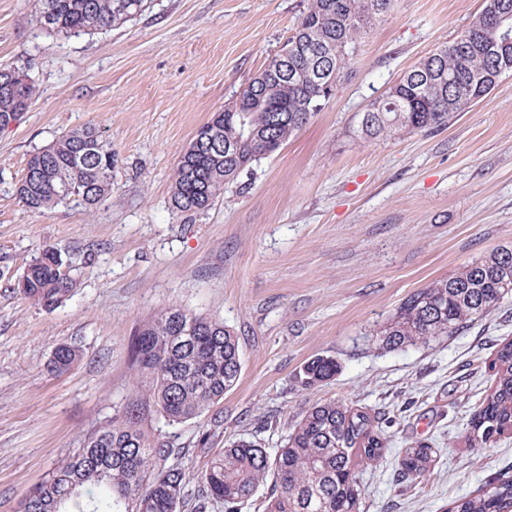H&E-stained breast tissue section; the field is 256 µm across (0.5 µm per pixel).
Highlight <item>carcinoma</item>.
Masks as SVG:
<instances>
[{
    "label": "carcinoma",
    "instance_id": "cac0c4a2",
    "mask_svg": "<svg viewBox=\"0 0 512 512\" xmlns=\"http://www.w3.org/2000/svg\"><path fill=\"white\" fill-rule=\"evenodd\" d=\"M120 0H32L36 23L50 35L78 37L119 28L150 8L117 10ZM391 0H310L288 38V62L275 54L238 96L237 111L216 112L180 155L170 196L173 210L208 208L253 162L288 143L335 91L367 29ZM512 0H484V22L471 23L455 40L436 48L400 75L362 113L358 128L372 138L399 139L415 131H439L501 86L512 74V32L499 16ZM322 46L336 48L327 57ZM36 96L23 73L0 68V129L19 122ZM112 143L93 124L71 129L34 152L17 185L26 210L44 212L75 200L88 212L112 193ZM80 253L64 257L46 246L17 281L26 298L55 309L74 296ZM512 295V249L502 248L408 295L380 331L389 351L457 335ZM133 364L149 405L169 425L201 416L224 399L239 379L241 349L224 323L181 307L158 311L132 341ZM74 347L59 344L52 365L65 371L77 361ZM495 383L473 412L466 442L486 448L512 433V341L499 345L490 364ZM336 360L317 357L301 383L312 386L336 375ZM132 408L104 422L66 455L49 477L27 491L18 512H178L186 478L178 467H157L168 444L142 428ZM380 417L336 401L312 407L283 447L270 453L240 439L215 453L202 476L198 512L216 503L241 512L259 485L271 488L262 512H361L353 470L378 461L388 447ZM430 446L414 445L399 460L402 474L422 475ZM450 512H512V479L489 484L476 497L457 500Z\"/></svg>",
    "mask_w": 512,
    "mask_h": 512
}]
</instances>
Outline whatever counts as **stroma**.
Instances as JSON below:
<instances>
[{
  "mask_svg": "<svg viewBox=\"0 0 512 512\" xmlns=\"http://www.w3.org/2000/svg\"><path fill=\"white\" fill-rule=\"evenodd\" d=\"M483 0H392L334 95L277 153L253 162L203 211L169 206L181 152L292 35L309 0H152L143 16L94 36L46 33L30 0H0V66L37 95L0 130V512L46 479L101 422L146 396L134 332L179 306L224 321L242 367L223 401L175 425H142L173 445L195 512L212 449L251 439L282 447L311 407L336 400L379 413L389 446L358 464L364 512H447L503 474L512 435L467 447L490 363L512 338V296L449 339L399 351L378 333L430 282L512 248V77L448 128L366 139L357 118L405 70L452 41ZM100 126L112 143V193L93 212L67 202L28 212L16 187L30 154L62 132ZM78 251L77 291L44 309L17 280L43 247ZM79 353L67 371L51 354ZM339 364L302 386L314 357ZM428 443L431 466L399 460ZM432 453L433 450L429 445L422 446L416 443L414 446L407 448L399 460L402 474L412 478L422 475L432 461Z\"/></svg>",
  "mask_w": 512,
  "mask_h": 512,
  "instance_id": "1",
  "label": "stroma"
}]
</instances>
